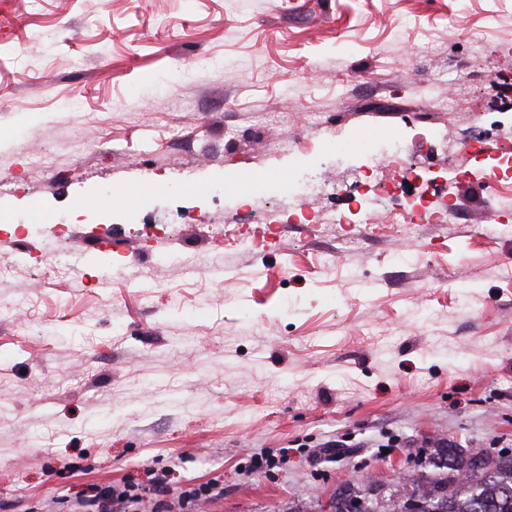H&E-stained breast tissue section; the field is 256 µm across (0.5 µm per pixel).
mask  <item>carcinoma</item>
Segmentation results:
<instances>
[{
	"label": "carcinoma",
	"mask_w": 512,
	"mask_h": 512,
	"mask_svg": "<svg viewBox=\"0 0 512 512\" xmlns=\"http://www.w3.org/2000/svg\"><path fill=\"white\" fill-rule=\"evenodd\" d=\"M451 470L433 484H419L409 475L395 490L390 512H405L407 498L419 502L418 512H433L443 503L446 512H512V458L478 456L465 461L446 448ZM336 512H381L378 504L358 495L344 493L336 497Z\"/></svg>",
	"instance_id": "cac0c4a2"
}]
</instances>
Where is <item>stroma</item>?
<instances>
[{
	"mask_svg": "<svg viewBox=\"0 0 512 512\" xmlns=\"http://www.w3.org/2000/svg\"><path fill=\"white\" fill-rule=\"evenodd\" d=\"M312 109L401 132L455 218L403 223L385 167L375 223H328L362 160L291 151ZM475 137L512 141V0H0V512L152 470L223 480L202 512L383 506L439 442L512 457V207ZM253 175L316 177L321 223Z\"/></svg>",
	"mask_w": 512,
	"mask_h": 512,
	"instance_id": "35a3bbf8",
	"label": "stroma"
}]
</instances>
